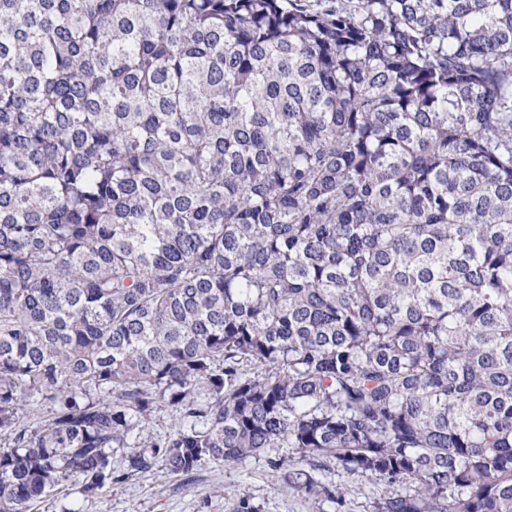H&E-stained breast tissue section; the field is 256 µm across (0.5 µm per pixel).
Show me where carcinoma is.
I'll list each match as a JSON object with an SVG mask.
<instances>
[{
  "label": "carcinoma",
  "instance_id": "carcinoma-1",
  "mask_svg": "<svg viewBox=\"0 0 512 512\" xmlns=\"http://www.w3.org/2000/svg\"><path fill=\"white\" fill-rule=\"evenodd\" d=\"M1 437L0 512L270 448L512 512V0H0ZM181 422L183 423L178 412L164 404H158L150 423L145 425V433L154 435L163 434L178 426Z\"/></svg>",
  "mask_w": 512,
  "mask_h": 512
}]
</instances>
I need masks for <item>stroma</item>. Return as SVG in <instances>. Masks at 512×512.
Masks as SVG:
<instances>
[{
  "label": "stroma",
  "instance_id": "stroma-1",
  "mask_svg": "<svg viewBox=\"0 0 512 512\" xmlns=\"http://www.w3.org/2000/svg\"><path fill=\"white\" fill-rule=\"evenodd\" d=\"M269 450L225 465L204 461L194 477L184 479L155 469L132 483L115 484L94 496L73 484L42 498L38 512H234L247 500L254 512H375L388 494L379 480L346 473L340 467L312 469L316 482L342 489L341 504L324 495L294 488L288 471L273 465Z\"/></svg>",
  "mask_w": 512,
  "mask_h": 512
}]
</instances>
